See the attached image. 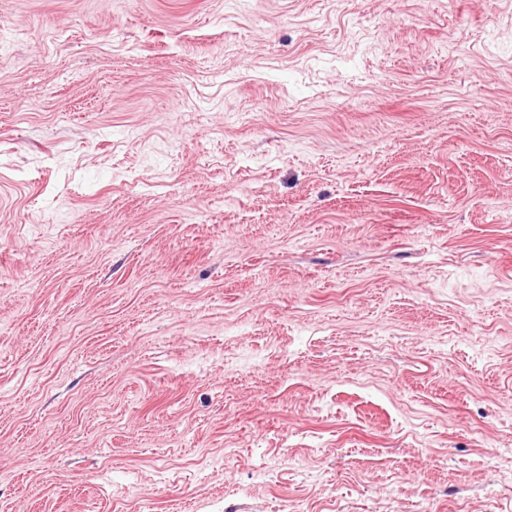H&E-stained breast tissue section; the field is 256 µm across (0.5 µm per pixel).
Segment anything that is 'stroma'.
<instances>
[{
  "label": "stroma",
  "instance_id": "35a3bbf8",
  "mask_svg": "<svg viewBox=\"0 0 512 512\" xmlns=\"http://www.w3.org/2000/svg\"><path fill=\"white\" fill-rule=\"evenodd\" d=\"M0 512H512V0H0Z\"/></svg>",
  "mask_w": 512,
  "mask_h": 512
}]
</instances>
